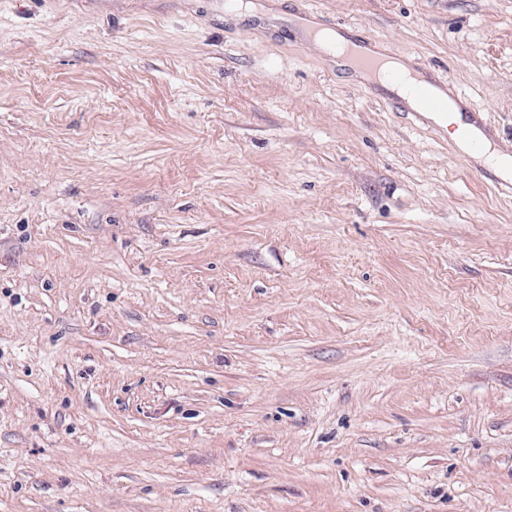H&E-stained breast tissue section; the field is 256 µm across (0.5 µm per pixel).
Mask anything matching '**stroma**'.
<instances>
[{
  "label": "stroma",
  "instance_id": "obj_1",
  "mask_svg": "<svg viewBox=\"0 0 512 512\" xmlns=\"http://www.w3.org/2000/svg\"><path fill=\"white\" fill-rule=\"evenodd\" d=\"M512 151V0H312ZM301 0H0V512H512V200Z\"/></svg>",
  "mask_w": 512,
  "mask_h": 512
}]
</instances>
